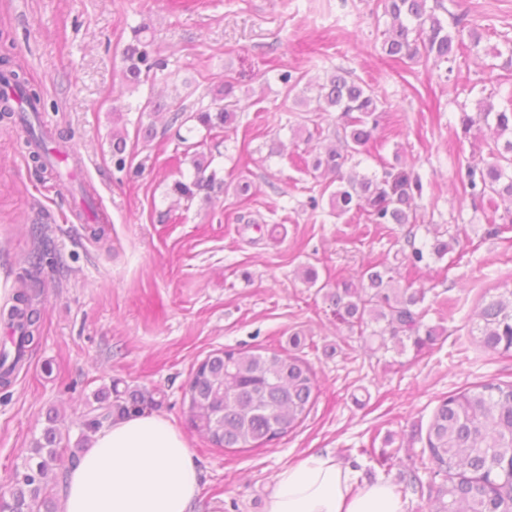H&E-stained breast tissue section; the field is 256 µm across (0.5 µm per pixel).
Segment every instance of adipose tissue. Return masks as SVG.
<instances>
[{"label": "adipose tissue", "mask_w": 512, "mask_h": 512, "mask_svg": "<svg viewBox=\"0 0 512 512\" xmlns=\"http://www.w3.org/2000/svg\"><path fill=\"white\" fill-rule=\"evenodd\" d=\"M332 453L280 472L265 512H404L385 482L357 485ZM200 477L184 435L153 415L116 419L69 470L63 512H192Z\"/></svg>", "instance_id": "adipose-tissue-1"}]
</instances>
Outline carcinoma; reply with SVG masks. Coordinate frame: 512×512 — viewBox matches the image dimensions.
Instances as JSON below:
<instances>
[{
  "label": "carcinoma",
  "mask_w": 512,
  "mask_h": 512,
  "mask_svg": "<svg viewBox=\"0 0 512 512\" xmlns=\"http://www.w3.org/2000/svg\"><path fill=\"white\" fill-rule=\"evenodd\" d=\"M388 17L383 32L382 51L394 61L452 63L466 44L462 30H448L428 5V0H377ZM147 27L134 30L133 40L124 48V78L138 88L150 76L165 69V62L145 36ZM0 82L13 94L0 91V121L17 119L27 135V144L40 143L46 133L34 126L22 104L41 105L38 91L28 87L16 71L0 74ZM316 102L317 112H339L341 147L330 145L315 153L307 166L338 183L329 196L336 216L354 212L370 224L419 223L415 197L422 194L419 177L404 169H383L382 175L368 177L347 173L344 167L354 155L369 150L384 110L373 91L334 71L317 86L315 99L300 97V103ZM480 115L491 131L493 145L489 160L469 164L459 173L461 187L473 200L493 210L505 204L501 217L512 223V100L500 109L491 97L478 101ZM197 121L210 133L222 132L236 120L233 109L217 107L200 110ZM126 137L112 131V163L119 171L129 167ZM196 175L178 180L173 191L186 198L202 189L221 186L216 173L206 174L208 164L193 160ZM427 289L408 283L399 288L394 279L369 263L358 271L357 282L344 281L327 293L336 319L359 337L370 333L404 346L429 348L439 332L424 322L422 308ZM35 291L20 281L7 322L19 331L16 353L0 352V386L11 384L24 353L40 342V311L34 304ZM477 326L479 343L489 351L512 354V290L508 295H492L483 300ZM316 388L310 367L289 354H266L224 350L202 361L188 382L189 421L218 448L256 447L288 434L310 412ZM160 401L153 393L121 390L112 384L109 391L94 395L81 422L82 440L114 417L140 414ZM62 420L56 411L47 416V425L10 477L9 498L3 499L7 512H57L52 494L58 470L63 466L60 444ZM425 448L431 469L444 481L429 489V512H512V383H483L448 397L435 411L427 428Z\"/></svg>",
  "instance_id": "1"
}]
</instances>
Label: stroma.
Here are the masks:
<instances>
[{
  "mask_svg": "<svg viewBox=\"0 0 512 512\" xmlns=\"http://www.w3.org/2000/svg\"><path fill=\"white\" fill-rule=\"evenodd\" d=\"M439 2L437 15L460 17L482 45L512 37V0ZM375 9L376 0H199L186 11L169 0H0V57L23 65L43 95L44 124L71 132L82 165L70 192L59 194L64 167L36 171L22 129L0 122V284L26 278L41 313L27 367L0 387V495L49 410L64 419V465H75L82 415L117 381L160 391L153 413L182 432L200 473L193 512H264L279 472L326 452L360 482L388 483L405 512H426L427 494L406 481L413 473L430 479L424 447L435 410L464 389L512 381V355L485 350L471 334L483 298L512 285V229L492 235L491 208L462 190L460 169L488 148L464 138L458 121L483 94L498 108L512 100V66L502 58L491 70L462 58L450 71L390 61ZM142 25L167 66L154 85L131 90L121 51ZM282 70L308 80L342 70L378 95L385 116L376 147L348 166L370 173L396 161L420 177L423 223L365 224L336 216L325 199L309 208L325 182L292 159L293 131L320 122L319 143L329 145L340 118L293 105L277 79ZM227 79L237 83L238 121L224 132L142 110L152 94L213 107L212 90ZM117 109L129 175L112 164ZM142 124L153 125L152 138L139 133ZM278 144L282 152L272 153ZM197 154L224 182L245 174L254 196L174 194ZM84 184L110 219L111 246L91 241L73 217ZM438 237L453 240L447 255L416 267L404 260L410 246ZM34 252L40 262L27 263ZM369 261L396 268L399 283L427 288L424 321L442 331L435 345L399 353L359 338L303 279L311 268L320 281L341 282ZM229 348L278 349L310 365L317 390L301 426L255 449H225L190 425L192 370Z\"/></svg>",
  "mask_w": 512,
  "mask_h": 512,
  "instance_id": "35a3bbf8",
  "label": "stroma"
}]
</instances>
